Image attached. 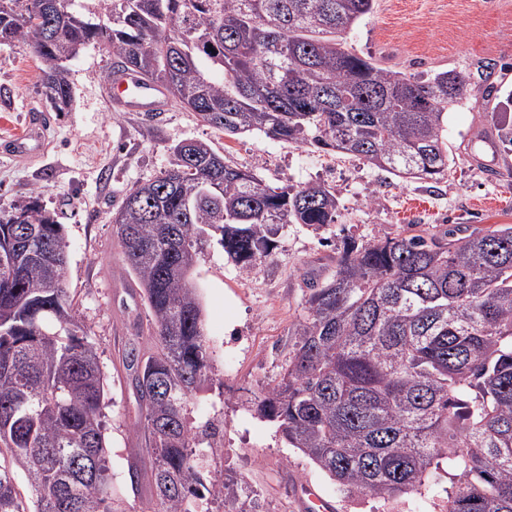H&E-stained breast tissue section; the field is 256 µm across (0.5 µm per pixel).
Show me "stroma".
Segmentation results:
<instances>
[{
  "mask_svg": "<svg viewBox=\"0 0 512 512\" xmlns=\"http://www.w3.org/2000/svg\"><path fill=\"white\" fill-rule=\"evenodd\" d=\"M349 51L382 67L428 77L447 70L471 77L466 99L448 107L452 162L439 181L405 180L356 157L329 155L264 135L224 137L192 112L170 107L159 118L117 112L104 98L112 55L91 45L69 64V111L51 114L46 149L33 159L0 154V202L39 194L64 224L68 248L66 285L90 327L108 377L106 428L111 467L125 489L127 461L145 440L131 432L140 416L122 350L139 338L154 350L149 317L112 235V216L135 182L160 174L170 149L184 139L207 141L241 168L257 169L274 186L322 183L335 192V223L320 229L280 228L272 254L246 274L228 260L216 238L203 242L194 279L203 306L212 379L189 406L194 426L214 424L222 446L213 476L245 480L264 512H301L302 487L314 488L338 512H437L436 499L415 495L346 494L274 426L254 411L262 382L274 378L294 342L304 312L307 277L328 276L347 238L367 243L394 237L411 224L484 228L512 224V150L484 138L512 129V0H375L372 12L344 36ZM495 70L482 80L487 64ZM44 62L25 46L0 45V135L22 130L27 112L47 111Z\"/></svg>",
  "mask_w": 512,
  "mask_h": 512,
  "instance_id": "35a3bbf8",
  "label": "stroma"
}]
</instances>
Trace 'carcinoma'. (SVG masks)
<instances>
[{
    "label": "carcinoma",
    "instance_id": "cac0c4a2",
    "mask_svg": "<svg viewBox=\"0 0 512 512\" xmlns=\"http://www.w3.org/2000/svg\"><path fill=\"white\" fill-rule=\"evenodd\" d=\"M374 0H0V45L46 63L50 109H68V64L92 43L115 68L169 88L172 100L229 138L260 133L358 157L402 179L448 173V106L470 76L426 79L351 53L343 35ZM160 175L125 193L112 232L149 311L156 351L136 341L150 463L128 461L149 512H260L232 476L209 477L216 453L188 405L211 380L193 282L198 244L219 236L242 272L272 252L277 224L336 222L322 184L272 187L203 140L172 148ZM0 512H127L115 488L103 421L107 377L66 288L64 225L34 195L0 204ZM306 314L278 376L254 411L336 482L370 496L451 487L444 512H512V225L343 242L335 270L307 280Z\"/></svg>",
    "mask_w": 512,
    "mask_h": 512
}]
</instances>
